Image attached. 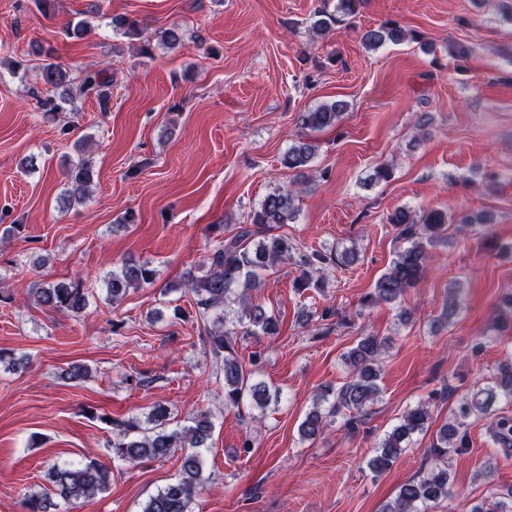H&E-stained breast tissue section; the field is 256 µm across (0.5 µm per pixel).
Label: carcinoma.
<instances>
[{
	"mask_svg": "<svg viewBox=\"0 0 512 512\" xmlns=\"http://www.w3.org/2000/svg\"><path fill=\"white\" fill-rule=\"evenodd\" d=\"M361 6V0H338L336 13L320 11L315 14L312 29L319 33L328 30L339 21L336 14L354 16ZM156 40L169 49L177 48L183 39L180 26L173 24L155 32ZM417 39L399 26L385 23L376 29L366 31L363 44L376 48L389 40L400 42L406 38ZM30 54L43 57L38 78L51 89L46 97H36L38 109L52 118L76 99L95 98L101 111H106L110 101L111 81L102 77L100 70H83V76L76 77L71 69L56 61L52 52L39 42L30 45ZM346 104L342 101L323 103L309 109L300 116L301 125L311 131L333 127L340 120ZM316 146L308 140H298L283 154L281 164L289 170L299 171L312 162ZM66 188L60 198L63 207L69 208L83 203L90 195L95 183V171L89 161L80 157L70 163L65 174ZM299 189L294 186L281 187L266 195L250 215V222L242 224L224 236L203 263V274H187L191 292L196 297L199 319L205 321L212 310H234L236 322L245 325V333L271 334L276 330L275 318L265 309L249 302L248 291L257 287L258 272L278 263L288 261L294 255H301L307 268L316 264L335 265V258L318 251L301 253L296 240L286 234L273 233L274 227L291 223L297 213L296 196ZM390 224L398 228L397 239L403 242L386 272L375 282L372 290L363 297L361 306L372 307L380 303H394L404 293L416 286L425 276L432 258V249L448 240V215L439 210L417 213L408 207L396 209L387 217ZM156 270L146 263L130 260L119 269L110 272L107 280L108 295L117 300L130 287L151 285ZM37 300L44 306L73 316H79L88 306V294L79 284L59 282L36 288ZM208 343L215 359L221 361L224 375V404L237 407L248 401L258 409H265L277 395L267 385L251 380V371L240 361L235 350L233 337L235 329L226 327V321L216 317L212 327L207 329ZM388 346V339L367 334L357 345L344 354L350 370V378L340 387L326 389L320 395L323 401L333 396L332 412L344 415V426L353 428L368 414V408L377 401L380 394L378 379L381 368L380 356ZM512 397V376L506 375L499 384V390L485 388L472 396L456 400L451 409V420L436 433L432 442L433 455L437 464L426 476L409 480L398 487L393 503L384 507L383 512H428L431 506L452 496L448 465L445 457L448 449L458 450L468 446L470 419L483 417L497 398V392ZM168 409L156 408L147 417L152 427L143 428L133 420L117 421L115 437L112 438L113 457L138 465L145 461L161 460L172 456L175 449L181 450L180 474L143 505L141 512H189L190 505L204 485L202 462L197 449L206 447L211 436L212 423L205 413L191 418V424L182 428H167ZM328 414L322 406L315 405L299 425L304 440L315 438L325 427ZM429 405L419 403L407 410L400 423L386 434L376 447V454L370 461L371 468L383 471L406 451L413 436L428 429ZM492 440L501 447H512V418L498 416L490 425ZM47 480L53 491L35 493L26 502V512H56L58 503L54 497L64 501L89 499L109 488L110 472L95 461L54 465L48 470Z\"/></svg>",
	"mask_w": 512,
	"mask_h": 512,
	"instance_id": "carcinoma-1",
	"label": "carcinoma"
}]
</instances>
